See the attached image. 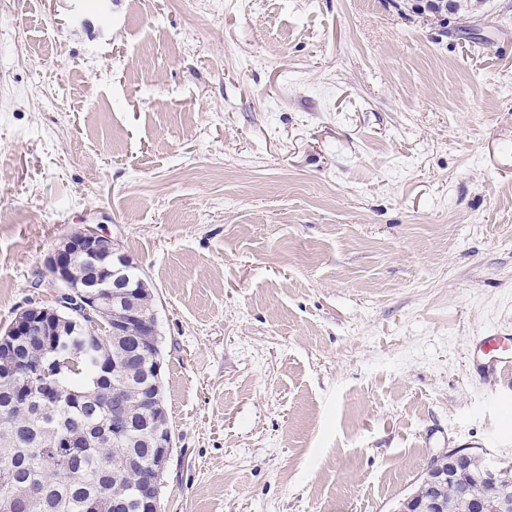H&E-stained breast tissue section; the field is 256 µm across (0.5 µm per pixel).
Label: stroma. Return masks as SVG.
<instances>
[{
  "label": "stroma",
  "instance_id": "1",
  "mask_svg": "<svg viewBox=\"0 0 512 512\" xmlns=\"http://www.w3.org/2000/svg\"><path fill=\"white\" fill-rule=\"evenodd\" d=\"M0 0V329L61 238L148 280L164 512H397L512 462V0ZM480 379L512 372V336H482L472 358ZM471 455L472 452L467 448H448V452L440 457L448 460V472L436 469L435 467L429 468L425 472V479L427 483L435 487L448 482L452 477L454 468L455 470L458 469V467L467 461ZM444 459L440 460V464L443 467H447V461Z\"/></svg>",
  "mask_w": 512,
  "mask_h": 512
}]
</instances>
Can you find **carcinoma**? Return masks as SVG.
I'll list each match as a JSON object with an SVG mask.
<instances>
[{
  "label": "carcinoma",
  "instance_id": "cac0c4a2",
  "mask_svg": "<svg viewBox=\"0 0 512 512\" xmlns=\"http://www.w3.org/2000/svg\"><path fill=\"white\" fill-rule=\"evenodd\" d=\"M102 341L84 336L80 327L54 337L63 353L58 363L40 369L38 337L18 347L15 355L33 362L17 375L8 360H0V512H112V500L124 498L137 512L135 485L151 477L143 468L133 474L116 471L115 461L127 453L149 460L142 442L147 405L138 404L130 437L112 441V384L93 382L104 366L117 362V375L130 387L144 384V368L158 355L139 351L135 341H114L108 322H89ZM483 459L439 493L444 512H461L460 494L468 491L488 501V512L512 505V468L497 489L479 481Z\"/></svg>",
  "mask_w": 512,
  "mask_h": 512
}]
</instances>
